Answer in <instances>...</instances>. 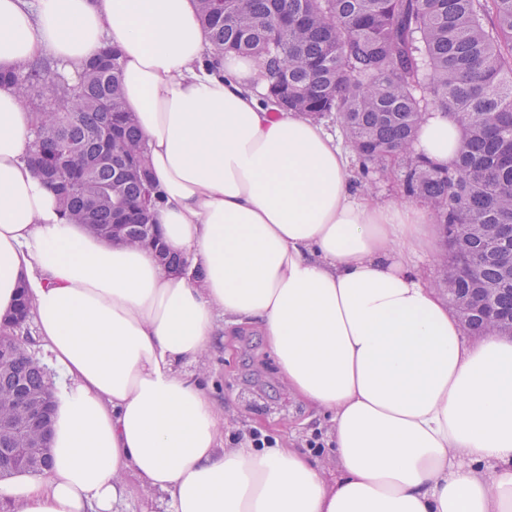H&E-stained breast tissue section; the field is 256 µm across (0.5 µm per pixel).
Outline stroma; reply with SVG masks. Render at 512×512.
<instances>
[{
  "mask_svg": "<svg viewBox=\"0 0 512 512\" xmlns=\"http://www.w3.org/2000/svg\"><path fill=\"white\" fill-rule=\"evenodd\" d=\"M206 384L233 429H260L303 447L313 432L329 427L288 390L271 350L257 328L240 325L225 331L203 364Z\"/></svg>",
  "mask_w": 512,
  "mask_h": 512,
  "instance_id": "1",
  "label": "stroma"
}]
</instances>
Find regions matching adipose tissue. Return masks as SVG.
<instances>
[{"label": "adipose tissue", "instance_id": "obj_1", "mask_svg": "<svg viewBox=\"0 0 512 512\" xmlns=\"http://www.w3.org/2000/svg\"><path fill=\"white\" fill-rule=\"evenodd\" d=\"M121 57L170 252L88 234L29 161L33 114L0 87V316L28 286L51 365L52 463L0 485L17 512H115L164 493L173 512H512V340L477 341L415 263L432 211L381 202L335 139L264 102L258 62L210 42L196 0H0V68L74 76ZM460 127L420 126L451 164ZM258 327L289 390L329 419L335 481L312 451L225 444L227 421L180 373L223 325ZM126 481L134 488L133 495L116 507L118 512H166L168 507L160 493L143 492L132 474L126 475Z\"/></svg>", "mask_w": 512, "mask_h": 512}]
</instances>
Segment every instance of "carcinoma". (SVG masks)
Returning <instances> with one entry per match:
<instances>
[{
  "instance_id": "1",
  "label": "carcinoma",
  "mask_w": 512,
  "mask_h": 512,
  "mask_svg": "<svg viewBox=\"0 0 512 512\" xmlns=\"http://www.w3.org/2000/svg\"><path fill=\"white\" fill-rule=\"evenodd\" d=\"M214 54L262 65L266 99L318 121L332 116L369 174L400 161L404 194L443 227L439 288L465 329L512 336V0H197ZM0 86L36 109L31 162L55 190L63 216L93 236L124 213L127 243L151 248L165 270L186 266L164 246L151 210L145 139L124 105L119 53L105 49L74 81L50 66L0 70ZM444 112L459 123L453 163L417 154L421 123ZM22 288L0 341L27 318ZM0 367V398L53 382L26 350ZM51 451L0 470L39 475Z\"/></svg>"
}]
</instances>
